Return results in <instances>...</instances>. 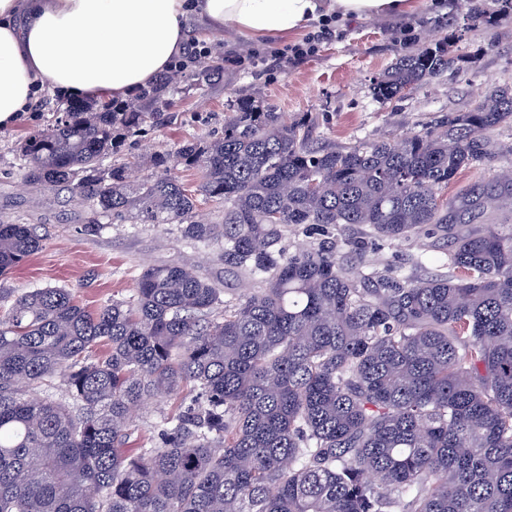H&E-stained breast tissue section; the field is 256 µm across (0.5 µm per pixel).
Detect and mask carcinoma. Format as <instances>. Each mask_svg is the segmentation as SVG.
Returning <instances> with one entry per match:
<instances>
[{
    "label": "carcinoma",
    "instance_id": "1",
    "mask_svg": "<svg viewBox=\"0 0 512 512\" xmlns=\"http://www.w3.org/2000/svg\"><path fill=\"white\" fill-rule=\"evenodd\" d=\"M454 38L396 58L373 95L455 69ZM232 112L221 135L151 156L137 184L131 164L101 162L145 112L66 100L25 137L27 182L91 203L88 231L180 224L257 288L224 300L173 260L144 268L128 301L89 310L35 288L0 311V512H512V225L457 231L463 213L512 208V178L442 195L495 157L512 87L346 147L315 145L308 114L286 123L247 97ZM202 201L221 223L196 219ZM299 226L312 242L290 252ZM432 231L452 273L365 265L369 240ZM41 243L1 216L0 277ZM59 373L73 404L30 393ZM184 387L160 443L128 447L132 411Z\"/></svg>",
    "mask_w": 512,
    "mask_h": 512
}]
</instances>
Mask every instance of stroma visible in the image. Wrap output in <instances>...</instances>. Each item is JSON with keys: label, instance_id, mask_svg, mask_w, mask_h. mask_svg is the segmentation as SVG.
<instances>
[{"label": "stroma", "instance_id": "1", "mask_svg": "<svg viewBox=\"0 0 512 512\" xmlns=\"http://www.w3.org/2000/svg\"><path fill=\"white\" fill-rule=\"evenodd\" d=\"M479 2L489 20L478 27L466 25V0H416L415 9L401 17L341 22L335 36L318 44L314 56L286 67L238 64L236 54L266 51L267 42L229 31L216 33L190 20L189 46L204 44L212 50L200 67L212 69L211 84L198 88L200 69L170 77L163 92L169 108L127 139L120 158L133 163L137 180H144L150 170L141 165L143 156L173 149L184 139L206 140L220 134L235 99L241 96L274 108L288 123L311 113L317 119L314 138L339 146L363 139L402 138L446 113L468 111L480 95L512 85V10L498 0ZM452 27L462 32L452 43L453 52L463 58L460 68L428 80L393 104L375 100L371 83L376 74L399 55L416 51ZM62 99L59 91L47 90L33 112L16 126L0 130V216L37 225L43 237L37 253L7 278H0V305L10 306L35 288L57 287L70 289L79 303L95 309L130 298L145 267L176 259L223 285L219 249L186 240L179 225L127 221L104 225L90 234L85 230V204L25 183L21 142L51 122ZM444 246L436 236L394 246L372 242L366 261L378 268L399 267L413 256L438 254ZM189 398V391L183 390L152 398L137 409L127 424L130 446L158 444L165 419Z\"/></svg>", "mask_w": 512, "mask_h": 512}]
</instances>
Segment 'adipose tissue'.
I'll return each mask as SVG.
<instances>
[{"mask_svg": "<svg viewBox=\"0 0 512 512\" xmlns=\"http://www.w3.org/2000/svg\"><path fill=\"white\" fill-rule=\"evenodd\" d=\"M414 0H0V128L46 89L123 100L184 50L189 13L254 39L300 33L317 19L394 17Z\"/></svg>", "mask_w": 512, "mask_h": 512, "instance_id": "ef3b65f1", "label": "adipose tissue"}]
</instances>
